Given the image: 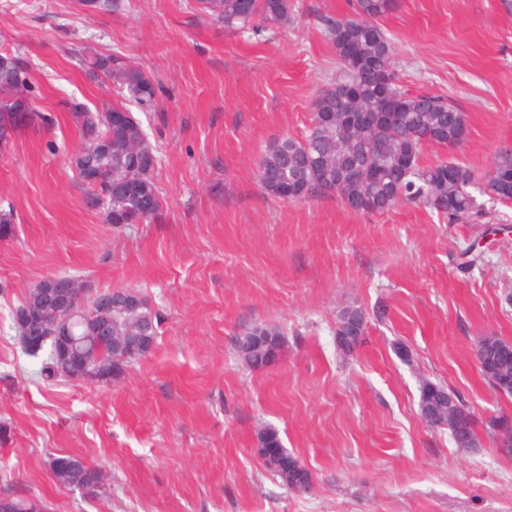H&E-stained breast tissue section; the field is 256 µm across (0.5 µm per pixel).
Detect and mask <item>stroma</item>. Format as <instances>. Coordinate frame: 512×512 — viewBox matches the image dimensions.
Here are the masks:
<instances>
[{
    "label": "stroma",
    "mask_w": 512,
    "mask_h": 512,
    "mask_svg": "<svg viewBox=\"0 0 512 512\" xmlns=\"http://www.w3.org/2000/svg\"><path fill=\"white\" fill-rule=\"evenodd\" d=\"M288 24L239 36L195 0H120L85 18L76 0H0V49L31 65L40 111L0 150V496L45 512H512V453L498 446L512 396L476 366L482 336L512 341V203L475 224L422 204L354 212L330 195L268 196L256 163L277 138L305 136L313 102L340 78L322 19L353 0H291ZM381 26L403 90L468 116L459 163L484 185L512 152V10L504 0H399ZM91 47L144 69L157 104L143 121L162 160V218L112 226L84 204L68 157L81 144L71 101L124 103L73 54ZM476 244L478 259L464 250ZM142 292L163 316L153 350L109 383L45 381L11 316L49 276ZM349 306L367 317L350 355L336 347ZM277 328L280 359L253 370L237 340ZM468 405L481 445L457 448L419 414L425 383ZM277 430L310 471L304 492L266 470L257 435ZM95 462V496L57 484L52 460Z\"/></svg>",
    "instance_id": "1"
}]
</instances>
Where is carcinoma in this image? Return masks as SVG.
<instances>
[{"label": "carcinoma", "instance_id": "cac0c4a2", "mask_svg": "<svg viewBox=\"0 0 512 512\" xmlns=\"http://www.w3.org/2000/svg\"><path fill=\"white\" fill-rule=\"evenodd\" d=\"M398 0H355L354 17L328 19L326 26L334 45L336 63L343 72L341 82L321 89L314 101L312 123L301 140L279 138L264 149L257 179L271 197L300 186L302 199L335 194L369 196L388 210L402 201L420 200L448 215L454 223L473 224L485 214L477 201L471 173L455 163L439 161L422 167L423 146L458 147L467 138L468 120L456 106L432 95H412L397 83L382 88L381 74L396 79L392 70V47L379 19L397 8ZM86 14L110 11L116 0H79ZM200 12L238 33H258L288 22L289 0H196ZM92 80L110 81L125 88L143 111L155 102L156 89L141 68L84 47L77 51ZM25 86L28 97L18 96ZM367 113L359 125L349 128L328 123V116L345 112L350 102ZM69 108L81 131L82 147L73 154L72 165L85 191V205L102 214L107 224H139L162 216L163 203L154 173L161 163L159 152L148 142L142 122L129 114L112 125L107 112L92 111L72 102ZM55 125L52 114L34 106L27 60L19 53H0V147L9 145L22 128ZM373 167L378 176L363 181L357 171ZM496 175L488 178L481 193L499 203L512 202V153L498 156ZM97 290H87L76 304L71 335L92 348L93 329L83 316L97 302ZM128 290L112 297V335L125 333L128 321L123 308ZM143 325L158 335V310L145 302ZM62 486L96 482L99 472L77 456L71 465L53 471ZM0 512H40L29 498L1 497Z\"/></svg>", "mask_w": 512, "mask_h": 512}]
</instances>
